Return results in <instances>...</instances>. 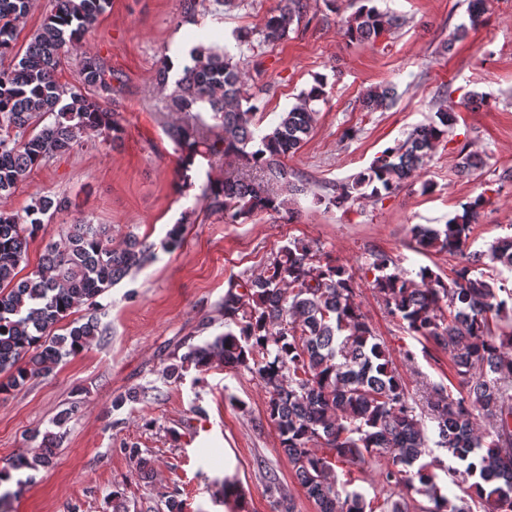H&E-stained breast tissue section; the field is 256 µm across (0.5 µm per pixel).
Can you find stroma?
I'll return each mask as SVG.
<instances>
[{"instance_id": "obj_1", "label": "stroma", "mask_w": 512, "mask_h": 512, "mask_svg": "<svg viewBox=\"0 0 512 512\" xmlns=\"http://www.w3.org/2000/svg\"><path fill=\"white\" fill-rule=\"evenodd\" d=\"M278 0H200L187 15L183 0H112L80 48L68 49L61 83H78V62L88 52L112 69L116 110L124 132L119 143L89 133L82 148L57 156L31 172L7 196L0 211L23 213L40 194L68 202L28 250L36 268L49 243L67 224L82 219L112 227V244L128 235L160 243L172 224L183 223L184 244L157 251L138 273L99 296L97 306L72 309L68 322L96 316L100 333L80 354L55 365L9 394L0 395V465L42 453L43 438L60 432L49 466L15 472L5 486L12 512H162L168 496L185 512H273L266 471H273L295 512H317L297 483L266 420V390L244 370L214 362L205 374L187 369L164 380V366L178 362L188 345L224 331V293L229 281L263 273L293 238L318 244L322 253L360 272L372 253L384 251L409 271L428 266L447 274L456 264L445 252L418 249L414 224H444L462 203L487 197L474 224L470 251H484L512 236V0H487L485 22L444 52L455 28L468 20L469 0H374L402 17L401 26L375 43L350 42L340 28L360 0H308L299 22L282 40L264 43L259 30ZM251 36L241 67L248 93L258 95L261 127L274 125L315 81L325 97L318 121L301 149L286 158L290 171L320 185L339 184L366 169L378 152L428 122L437 104L455 113L447 143L435 151L417 182L384 199L361 198L347 208H325L311 193L293 196V220L254 213L228 224L204 196L223 179L222 157L199 160L185 192L175 187L178 155L170 137L176 115L166 103L171 87L157 84L163 57L193 47L200 34L231 42ZM395 84L399 98L388 110L367 112L363 90ZM486 103L472 101V94ZM481 166L458 178L460 149ZM432 183L423 192V183ZM357 301L417 400L427 383L453 379L446 353L428 357L422 345L389 316L368 280ZM414 361H406L405 351ZM135 389L146 396L113 408ZM69 418H62V411ZM137 445L141 459L125 448ZM233 484L238 497L224 495Z\"/></svg>"}]
</instances>
